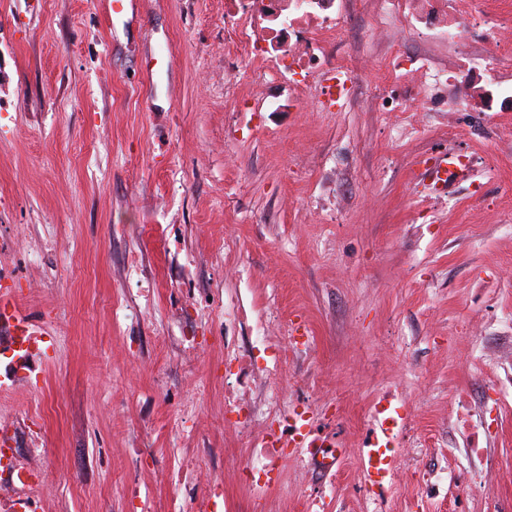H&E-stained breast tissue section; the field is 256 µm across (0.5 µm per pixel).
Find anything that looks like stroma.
Segmentation results:
<instances>
[{
    "mask_svg": "<svg viewBox=\"0 0 512 512\" xmlns=\"http://www.w3.org/2000/svg\"><path fill=\"white\" fill-rule=\"evenodd\" d=\"M385 18L362 0L344 21L342 107L274 112L256 82L282 104L305 83H225L224 0H0V287L53 344L0 389L17 459L48 475L0 477V512H448L422 480L467 482L474 442L488 462L464 512H512V368L492 356L512 346V112L375 110ZM448 150L471 172L438 197L415 163ZM302 325L282 393H329L314 422L345 454L304 478L286 458L258 504L224 355L273 365ZM386 400L415 454L374 492L361 441Z\"/></svg>",
    "mask_w": 512,
    "mask_h": 512,
    "instance_id": "obj_1",
    "label": "stroma"
}]
</instances>
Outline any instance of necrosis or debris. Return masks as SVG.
Returning a JSON list of instances; mask_svg holds the SVG:
<instances>
[{"label": "necrosis or debris", "instance_id": "4bbe7bcc", "mask_svg": "<svg viewBox=\"0 0 512 512\" xmlns=\"http://www.w3.org/2000/svg\"><path fill=\"white\" fill-rule=\"evenodd\" d=\"M388 20L373 31L389 49L386 68L392 82L374 96L378 111L404 112L412 100L425 112H463L471 100L482 111L512 112V88L497 85L495 66L512 52V11L490 13L486 0H383ZM350 0H224V54L235 59L238 73L255 67L277 73L290 67L312 78L314 96L334 103L349 93L354 69L343 63L334 47ZM481 29L483 39L469 65L476 74L470 86H457L450 69L432 67L427 58L405 62L402 42L419 36L433 43L457 46L471 30ZM239 372L254 373L269 388L267 410L235 424L237 435L256 442L243 470L255 499H262L283 460L270 439L275 432L291 437L304 425L303 415L291 408L277 387L288 370L287 356L275 369H257L251 355L238 354Z\"/></svg>", "mask_w": 512, "mask_h": 512}]
</instances>
